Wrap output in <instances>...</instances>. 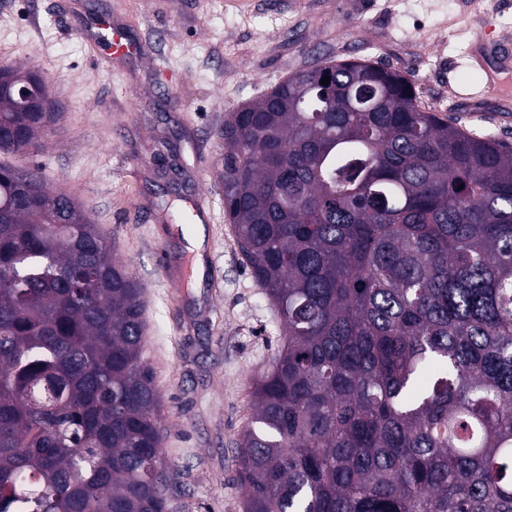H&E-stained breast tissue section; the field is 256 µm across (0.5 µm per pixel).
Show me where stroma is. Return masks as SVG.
Wrapping results in <instances>:
<instances>
[{"label": "stroma", "mask_w": 512, "mask_h": 512, "mask_svg": "<svg viewBox=\"0 0 512 512\" xmlns=\"http://www.w3.org/2000/svg\"><path fill=\"white\" fill-rule=\"evenodd\" d=\"M97 15L142 54L94 55ZM484 30L512 43V0H0V67L38 68L63 111L30 161L89 209L144 290L166 512H243L252 385L284 340L224 216L225 116L304 67L365 56L410 77L422 109L512 144V111L455 97L495 65L468 63ZM177 196L205 201L206 220L171 221L161 204ZM197 235L199 257L187 249Z\"/></svg>", "instance_id": "obj_1"}]
</instances>
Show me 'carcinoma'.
<instances>
[{
    "instance_id": "cac0c4a2",
    "label": "carcinoma",
    "mask_w": 512,
    "mask_h": 512,
    "mask_svg": "<svg viewBox=\"0 0 512 512\" xmlns=\"http://www.w3.org/2000/svg\"><path fill=\"white\" fill-rule=\"evenodd\" d=\"M329 84H321L324 76ZM0 155L62 119L0 68ZM224 215L288 339L243 512H512V146L328 60L227 114ZM143 287L74 197L0 163V512H166Z\"/></svg>"
}]
</instances>
